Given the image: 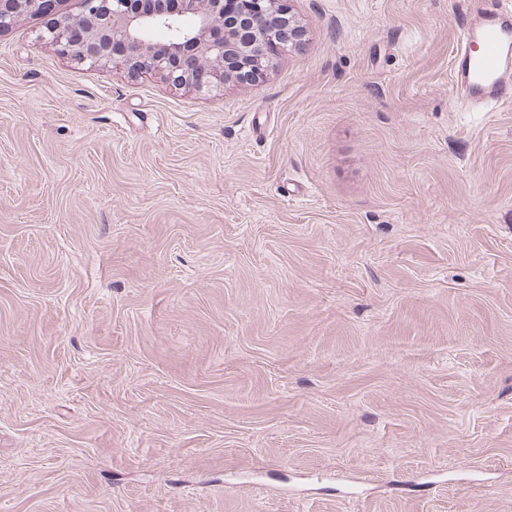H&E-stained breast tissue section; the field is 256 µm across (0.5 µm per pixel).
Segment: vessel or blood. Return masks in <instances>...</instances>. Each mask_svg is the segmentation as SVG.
I'll list each match as a JSON object with an SVG mask.
<instances>
[{
    "instance_id": "vessel-or-blood-1",
    "label": "vessel or blood",
    "mask_w": 512,
    "mask_h": 512,
    "mask_svg": "<svg viewBox=\"0 0 512 512\" xmlns=\"http://www.w3.org/2000/svg\"><path fill=\"white\" fill-rule=\"evenodd\" d=\"M460 111L512 102V11L471 14L453 57Z\"/></svg>"
}]
</instances>
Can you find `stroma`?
<instances>
[{
  "label": "stroma",
  "instance_id": "stroma-1",
  "mask_svg": "<svg viewBox=\"0 0 512 512\" xmlns=\"http://www.w3.org/2000/svg\"><path fill=\"white\" fill-rule=\"evenodd\" d=\"M500 0H289L223 94L0 34V512H512ZM453 75L462 112L512 102V11L472 13L453 57Z\"/></svg>",
  "mask_w": 512,
  "mask_h": 512
}]
</instances>
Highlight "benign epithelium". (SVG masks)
Listing matches in <instances>:
<instances>
[{"mask_svg":"<svg viewBox=\"0 0 512 512\" xmlns=\"http://www.w3.org/2000/svg\"><path fill=\"white\" fill-rule=\"evenodd\" d=\"M285 0H80L43 39L79 63L158 75L174 86L221 93L254 79L304 30ZM57 0H0V33L23 15L50 16Z\"/></svg>","mask_w":512,"mask_h":512,"instance_id":"7a95c632","label":"benign epithelium"}]
</instances>
